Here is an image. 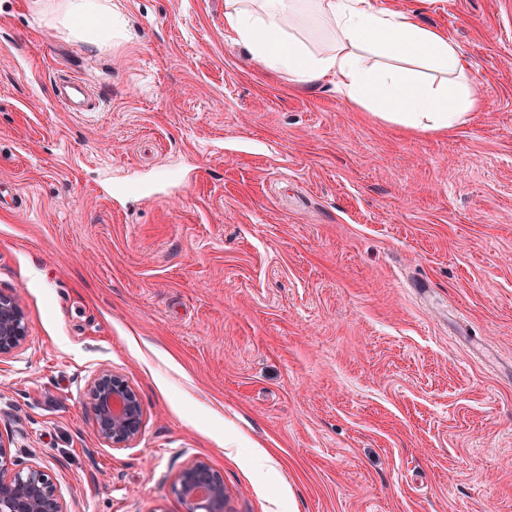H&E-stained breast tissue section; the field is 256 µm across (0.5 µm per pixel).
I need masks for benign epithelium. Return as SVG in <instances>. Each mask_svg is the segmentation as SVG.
<instances>
[{
  "label": "benign epithelium",
  "mask_w": 512,
  "mask_h": 512,
  "mask_svg": "<svg viewBox=\"0 0 512 512\" xmlns=\"http://www.w3.org/2000/svg\"><path fill=\"white\" fill-rule=\"evenodd\" d=\"M28 327L19 297L0 293V358L27 341ZM84 402L93 414L98 438L122 448L142 432L144 410L138 395L118 375L100 370L87 382ZM175 491L185 512H224V480L202 461L187 464ZM0 512H67L56 482L40 466L26 465L0 437Z\"/></svg>",
  "instance_id": "7a95c632"
}]
</instances>
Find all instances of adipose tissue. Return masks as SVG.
Returning <instances> with one entry per match:
<instances>
[{"label": "adipose tissue", "mask_w": 512, "mask_h": 512, "mask_svg": "<svg viewBox=\"0 0 512 512\" xmlns=\"http://www.w3.org/2000/svg\"><path fill=\"white\" fill-rule=\"evenodd\" d=\"M44 11L77 40H112L107 0H49ZM309 22L323 31L326 48L309 47ZM224 28L266 70L303 86L333 79L352 107L407 128L451 132L482 105L479 70L455 43L375 0H225ZM371 55L392 64H369ZM431 72L448 82L433 84Z\"/></svg>", "instance_id": "ef3b65f1"}]
</instances>
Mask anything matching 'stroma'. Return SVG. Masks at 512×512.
<instances>
[{"label": "stroma", "instance_id": "35a3bbf8", "mask_svg": "<svg viewBox=\"0 0 512 512\" xmlns=\"http://www.w3.org/2000/svg\"><path fill=\"white\" fill-rule=\"evenodd\" d=\"M112 2L100 47L0 0V437L68 512H184L194 460L224 512H512V0H386L481 69L448 134L262 70L224 0ZM102 369L144 408L125 448ZM57 98L73 112H86L94 107L96 100L91 89L83 82L62 74L55 85ZM27 337L28 327L19 297L0 293V358L20 349ZM84 402L93 414L98 438L122 448L142 432L144 410L138 395L118 375L99 370L87 382ZM175 491L185 507V512L224 511L227 497L224 480L202 461L191 462L180 471Z\"/></svg>", "mask_w": 512, "mask_h": 512}]
</instances>
